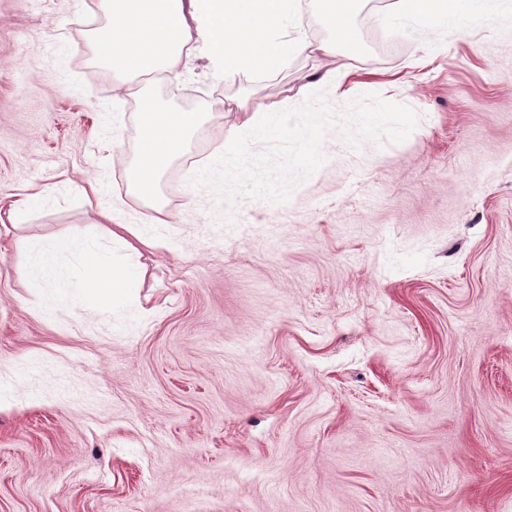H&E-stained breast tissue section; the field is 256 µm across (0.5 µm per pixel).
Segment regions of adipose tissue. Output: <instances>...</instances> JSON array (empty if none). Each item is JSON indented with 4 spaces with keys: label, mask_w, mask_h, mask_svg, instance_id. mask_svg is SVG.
<instances>
[{
    "label": "adipose tissue",
    "mask_w": 512,
    "mask_h": 512,
    "mask_svg": "<svg viewBox=\"0 0 512 512\" xmlns=\"http://www.w3.org/2000/svg\"><path fill=\"white\" fill-rule=\"evenodd\" d=\"M358 0H321L320 15L334 33L331 42L313 44L288 40L283 30L291 24L299 0H102L109 23L94 35L91 55L124 77L123 91H130L132 77L165 71L181 59L206 47L223 65L225 79L248 71L279 65L293 54L310 52L332 58L337 45L353 42L351 17ZM497 0H393L385 15L390 24H414L451 30L473 13L492 15ZM242 113L239 125L224 141V158L233 160L250 137L265 129L279 103H248L240 99L224 106ZM204 119L203 113L150 107L140 124V148L128 166L129 193L154 212H162L159 186L172 164L183 156ZM110 245H102L82 228H73L61 242L40 247L32 260L45 278H53L64 252L77 255L81 266L82 297L93 303L113 305L125 300L139 285L136 268L117 263L114 250L133 244L153 246L142 225L116 224L109 229Z\"/></svg>",
    "instance_id": "adipose-tissue-1"
}]
</instances>
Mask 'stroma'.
Here are the masks:
<instances>
[{
    "label": "stroma",
    "mask_w": 512,
    "mask_h": 512,
    "mask_svg": "<svg viewBox=\"0 0 512 512\" xmlns=\"http://www.w3.org/2000/svg\"><path fill=\"white\" fill-rule=\"evenodd\" d=\"M382 9L359 0L346 83L414 110L405 142L328 132L287 202L229 225L181 158L149 225L126 171L145 99L204 113L208 162L224 101L330 59L228 81L200 54L129 96L88 50L100 0H0V512H512V0L443 35ZM105 211L156 238L119 254L126 305L85 301L72 261L36 302L35 243Z\"/></svg>",
    "instance_id": "obj_1"
}]
</instances>
